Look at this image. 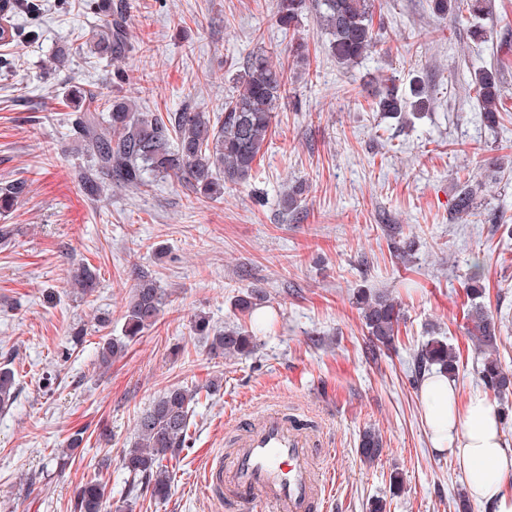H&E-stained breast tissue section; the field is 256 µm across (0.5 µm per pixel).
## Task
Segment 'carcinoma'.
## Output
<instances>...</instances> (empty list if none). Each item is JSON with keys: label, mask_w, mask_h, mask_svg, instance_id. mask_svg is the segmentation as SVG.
<instances>
[{"label": "carcinoma", "mask_w": 512, "mask_h": 512, "mask_svg": "<svg viewBox=\"0 0 512 512\" xmlns=\"http://www.w3.org/2000/svg\"><path fill=\"white\" fill-rule=\"evenodd\" d=\"M92 17L90 53L112 61L130 51L127 14L112 7V0H82ZM32 8L27 0H0V47L21 50L23 41L13 18ZM313 12L326 35L327 51L345 69L362 63L376 45L372 0H276L275 17L288 31L298 29L303 15ZM234 91L224 101V117L215 122L208 112H140L125 98L106 100L97 93L73 86L68 96L74 110L71 133L78 149L90 158L79 172L85 192L100 197L117 186L141 193L148 192L162 179L175 178L195 194L218 201L224 199V187L246 183L254 163L272 133L275 112L287 93L288 77L278 69L265 50L259 48L244 58L235 74ZM474 86L482 122L489 129L499 127L501 89L499 66L489 64L474 71ZM376 110L390 118L429 110L431 97L421 81L410 88V96L398 94L394 85L377 92ZM27 182L14 180L0 184V214L10 212L26 192ZM481 185H465L458 194L451 220L459 224L472 215L475 196ZM303 185H295L282 200L284 213L299 210ZM394 241V254L404 259L411 254L414 241L401 237ZM483 270L476 264L469 273L466 287L467 335L480 356L477 372L486 388L499 395L512 393V373L507 372L498 356L497 319L484 303L486 288ZM98 270L82 265L71 276L73 292L82 297L94 293ZM166 292L147 270L134 273V285L126 302L121 335L104 336L98 342L97 361L109 368L112 361L126 355L131 344L159 320L166 302ZM266 294L253 289L235 299L234 307L244 316L260 308ZM369 334V349L375 353L392 344L401 320V305L386 290L360 288L355 295ZM195 334L209 341L210 352L219 357L238 358L255 350L252 332L244 324L217 328L208 317L192 320ZM460 353L444 340L431 339L418 350V367L434 366L452 379L456 375ZM220 386L215 379L205 388L173 386L163 392L135 422V441L122 453V469L132 489L142 484L151 498L165 500L171 481L163 461L175 458L189 438L193 406L199 394ZM16 397L15 371L0 366V408L8 407ZM359 452L371 463L383 453L378 431L368 428L360 437ZM107 483L93 475L75 494L74 512H103Z\"/></svg>", "instance_id": "cac0c4a2"}]
</instances>
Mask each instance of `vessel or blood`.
Listing matches in <instances>:
<instances>
[{"instance_id": "b4317fda", "label": "vessel or blood", "mask_w": 512, "mask_h": 512, "mask_svg": "<svg viewBox=\"0 0 512 512\" xmlns=\"http://www.w3.org/2000/svg\"><path fill=\"white\" fill-rule=\"evenodd\" d=\"M315 446L299 419L266 408L232 452L208 460L201 486L230 512H323L331 478L315 463Z\"/></svg>"}]
</instances>
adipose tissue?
<instances>
[{"instance_id": "obj_1", "label": "adipose tissue", "mask_w": 512, "mask_h": 512, "mask_svg": "<svg viewBox=\"0 0 512 512\" xmlns=\"http://www.w3.org/2000/svg\"><path fill=\"white\" fill-rule=\"evenodd\" d=\"M424 425L432 449L448 454L460 466L472 501L512 512V449L508 448L495 400L473 392L459 403L456 389L444 374L425 377Z\"/></svg>"}]
</instances>
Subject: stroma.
Returning a JSON list of instances; mask_svg holds the SVG:
<instances>
[{
	"label": "stroma",
	"mask_w": 512,
	"mask_h": 512,
	"mask_svg": "<svg viewBox=\"0 0 512 512\" xmlns=\"http://www.w3.org/2000/svg\"><path fill=\"white\" fill-rule=\"evenodd\" d=\"M18 23V62L0 60V183L25 179L27 195L0 216L13 233L0 241V364H11L17 400L0 412V512H73L75 491L93 465L110 457L112 489L104 512H224L199 483L209 457L230 449L240 417L277 404L312 420L331 452L334 474L326 512H455L465 491L455 461L433 454L420 389L412 382L422 344L439 338L459 348L454 385L468 398L484 385L466 335L464 288L470 265H483L485 304L505 317L498 343L512 371V0H491L473 41L465 12L433 15L430 0H374L378 44L359 66L341 68L314 14L296 33L278 27L275 0H126L133 47L124 59H88L80 48L90 18L70 0H35ZM305 43L309 67L294 64L291 42ZM68 56L55 73L53 49ZM264 48L288 70L287 97L252 179L214 202L189 196L174 179L139 194L119 187L85 194L76 172L88 159L69 134L63 97L81 85L125 97L151 112H220L233 67ZM504 121H480L474 71L493 58ZM145 74L144 86L119 82L115 70ZM421 77L429 112L401 123L377 112L385 83L407 89ZM483 186L468 223L448 211L464 179ZM304 185L297 215L283 216L289 187ZM415 242L409 261L393 253L387 225ZM96 267L93 295L72 294L81 264ZM151 271L168 296L155 326L102 371L95 317L120 334L135 269ZM262 289L260 315L245 319L238 295ZM359 288L389 290L404 318L391 349L366 354L367 330L353 302ZM246 322L256 348L216 358L190 327ZM84 326L82 347L70 331ZM220 379L191 418L187 448L168 463L171 495L159 502L129 493L120 459L137 417L173 386ZM380 431L373 464L358 454L364 428ZM83 430L70 459L58 450ZM403 476L392 491L390 476Z\"/></svg>",
	"instance_id": "obj_1"
}]
</instances>
